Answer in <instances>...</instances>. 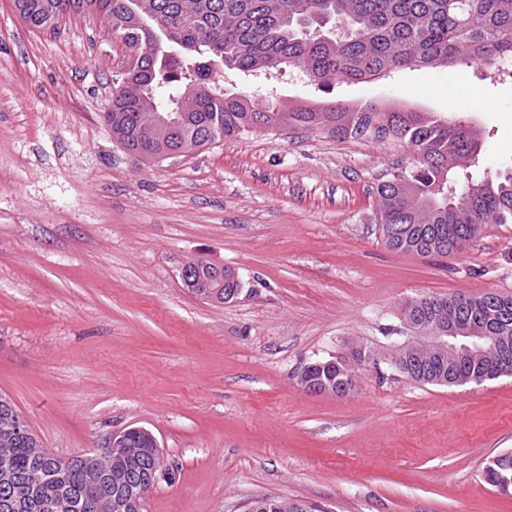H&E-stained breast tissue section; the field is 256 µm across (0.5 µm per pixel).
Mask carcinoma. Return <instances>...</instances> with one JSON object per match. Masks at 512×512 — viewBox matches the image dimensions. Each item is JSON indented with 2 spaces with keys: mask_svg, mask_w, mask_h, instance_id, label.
I'll return each mask as SVG.
<instances>
[{
  "mask_svg": "<svg viewBox=\"0 0 512 512\" xmlns=\"http://www.w3.org/2000/svg\"><path fill=\"white\" fill-rule=\"evenodd\" d=\"M17 9L38 29L66 14H99L110 32L118 22L128 24L119 32H129L145 51L132 57L126 87L112 96V112L104 119L123 148L147 161L167 150L192 152L256 128L389 138L417 156L410 170L391 171L376 187L379 224L390 249L446 256L485 225L512 223V174L470 180L460 193L448 194L450 172L468 166L481 151L478 131L465 122L384 102L283 105L251 100L224 91L214 77L220 63L243 72L273 65L302 69L324 86L413 67L479 64L495 69L499 59L512 57V0H20ZM158 112L173 113V125H158ZM221 271V293L229 302L239 294L229 270L211 264L195 276L213 281ZM429 300L425 310L417 311L424 328L448 320V311L463 302L473 319L496 322L508 312L500 335L512 344V295ZM377 359L375 350L355 348L348 357L304 368L300 382L307 390L332 384L344 395L353 386V366H370ZM389 365L420 385L459 386L512 375V367L504 369L494 352L450 363L446 357H418L400 348ZM41 447L36 437L19 438L10 458L0 460V512H48V504L68 495L101 496L85 483L80 463L71 457L45 462L44 477L29 482ZM125 447L127 452L119 454L108 449L114 458L111 494L124 491L122 480L146 483L158 473V450L143 428L125 430ZM485 478L508 491L512 452L490 459Z\"/></svg>",
  "mask_w": 512,
  "mask_h": 512,
  "instance_id": "carcinoma-1",
  "label": "carcinoma"
}]
</instances>
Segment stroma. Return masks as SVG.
I'll list each match as a JSON object with an SVG mask.
<instances>
[{"label": "stroma", "mask_w": 512, "mask_h": 512, "mask_svg": "<svg viewBox=\"0 0 512 512\" xmlns=\"http://www.w3.org/2000/svg\"><path fill=\"white\" fill-rule=\"evenodd\" d=\"M126 50L97 15L30 28L0 0V394L44 448L100 451L140 426L162 469L143 512H246L282 496L318 512H512L486 463L512 451V377L420 385L359 369L343 397L306 364L385 349L411 299L512 294V224L448 256L384 243L376 186L405 145L260 130L148 162L104 114ZM227 92L283 102L419 106L475 126L478 165L512 172V78L479 65L330 86L287 68L224 72ZM193 258L234 268L237 299H199Z\"/></svg>", "instance_id": "1"}]
</instances>
